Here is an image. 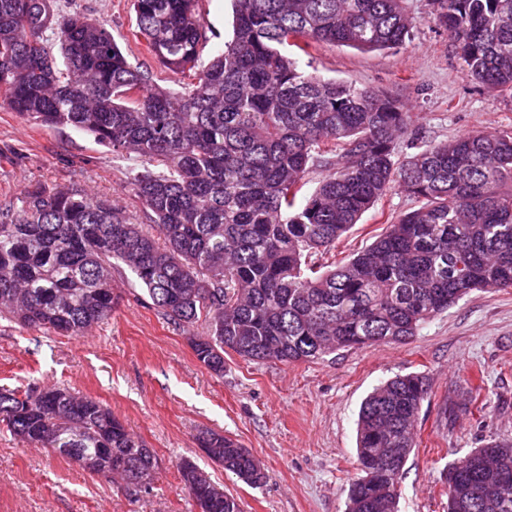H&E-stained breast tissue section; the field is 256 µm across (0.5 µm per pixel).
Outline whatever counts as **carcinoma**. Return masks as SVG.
Returning <instances> with one entry per match:
<instances>
[{
	"instance_id": "cac0c4a2",
	"label": "carcinoma",
	"mask_w": 512,
	"mask_h": 512,
	"mask_svg": "<svg viewBox=\"0 0 512 512\" xmlns=\"http://www.w3.org/2000/svg\"><path fill=\"white\" fill-rule=\"evenodd\" d=\"M199 0H132L133 37L178 90L151 83L105 24L56 0H0V100L46 127L72 126L141 168L130 182L150 223L107 199L33 187L0 203V317L82 336L111 317L115 270L224 375L246 361L308 362L401 342L474 290L512 288V134L418 138L393 98L302 70L312 42L395 49L416 26L406 0H233L232 38L201 61ZM470 80L512 96V0H432ZM325 175L304 192L314 168ZM415 206L336 264L338 243L391 189ZM430 392L397 375L363 402L347 512H397L416 418ZM0 426L138 492L158 461L112 410L61 385L0 388ZM199 447L251 487L267 474L235 439ZM178 473L207 512H242L189 460ZM448 512H512V443L490 440L446 474Z\"/></svg>"
}]
</instances>
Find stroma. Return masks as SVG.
I'll return each instance as SVG.
<instances>
[{
	"label": "stroma",
	"mask_w": 512,
	"mask_h": 512,
	"mask_svg": "<svg viewBox=\"0 0 512 512\" xmlns=\"http://www.w3.org/2000/svg\"><path fill=\"white\" fill-rule=\"evenodd\" d=\"M65 10L104 23L154 82L177 88L132 37L130 0H61ZM418 23L399 48L362 52L315 43L302 68L368 86L397 100L412 127L432 140L474 131L512 133V97L471 82L455 44L430 22V0H407ZM204 56L232 32L230 0H199ZM139 164L71 127H43L0 105V202L31 187L76 188L106 197L132 221L149 218L129 182ZM394 190L366 212L336 249L344 259L382 229L383 215L411 209ZM130 271L116 276L121 300L111 319L83 336L31 332L0 319V387L62 384L107 407L159 462L149 490L133 492L59 453L0 431V512H196L178 474L195 462L243 512H345L357 473V419L380 383L425 375L430 395L416 423L398 512H448L449 464L484 441L512 442V288L474 291L402 344L340 350L326 360L247 362L224 355L215 376L196 359L191 332L137 301ZM231 436L260 461L268 482L252 488L199 448L203 431Z\"/></svg>",
	"instance_id": "obj_1"
}]
</instances>
